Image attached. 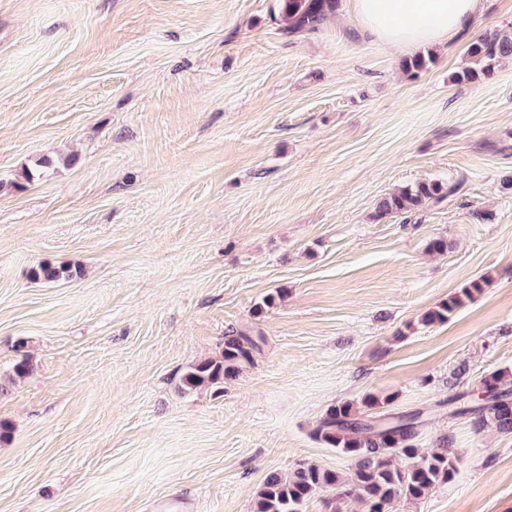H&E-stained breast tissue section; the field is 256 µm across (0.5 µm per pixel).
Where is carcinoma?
Instances as JSON below:
<instances>
[{"mask_svg": "<svg viewBox=\"0 0 512 512\" xmlns=\"http://www.w3.org/2000/svg\"><path fill=\"white\" fill-rule=\"evenodd\" d=\"M340 0H283L282 13L289 35L315 32L336 15ZM512 55V32L503 36L493 33L479 37L467 48L470 65L455 75L459 81L474 79L475 66L496 56ZM457 182L422 181L405 186L382 197L377 204L379 217L412 214L429 203H439L454 195ZM34 278L54 282L73 277L67 268L40 265L32 270ZM485 281L475 280L461 293L448 298L421 318L425 325L448 321L465 300L482 291ZM257 343L252 337L229 331L224 335L220 356L202 360L181 378V390L191 392L211 388L219 395L224 392V380L232 377L243 363L253 358ZM502 376L493 375L484 382L483 397L468 400L462 413L475 415V425L481 429L490 424L498 432L512 434V389L501 387ZM420 414L391 416L369 420L354 409L351 402L330 406L315 429L318 440L353 461L351 473H339L315 464L300 463L285 477L273 473L257 492L255 512H303L306 501L322 495L330 512H338L336 503L355 501L363 512H387L388 505L400 497L419 498L439 483L451 482L458 458L443 443L422 452L413 445ZM402 457V467L394 460Z\"/></svg>", "mask_w": 512, "mask_h": 512, "instance_id": "1", "label": "carcinoma"}]
</instances>
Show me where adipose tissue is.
I'll list each match as a JSON object with an SVG mask.
<instances>
[{"label": "adipose tissue", "mask_w": 512, "mask_h": 512, "mask_svg": "<svg viewBox=\"0 0 512 512\" xmlns=\"http://www.w3.org/2000/svg\"><path fill=\"white\" fill-rule=\"evenodd\" d=\"M360 22L393 46L444 44L469 28L482 0H354Z\"/></svg>", "instance_id": "adipose-tissue-1"}]
</instances>
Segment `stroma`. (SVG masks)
<instances>
[{
    "instance_id": "1",
    "label": "stroma",
    "mask_w": 512,
    "mask_h": 512,
    "mask_svg": "<svg viewBox=\"0 0 512 512\" xmlns=\"http://www.w3.org/2000/svg\"><path fill=\"white\" fill-rule=\"evenodd\" d=\"M284 25L281 0H0V512H254L296 463L349 473L314 435L345 401L419 414L415 447L459 459L388 512H512V436L450 404L512 387V58L454 79L512 0L417 49L353 0ZM434 179L460 190L377 218ZM232 328L252 363L223 396L181 393ZM460 187L458 182L439 180L422 181L397 189L380 199L377 204L379 217L402 216L419 211L429 203H439L454 195ZM485 283L486 282L484 280H475L471 282L468 286L462 289L461 295L456 294L451 296L448 298L447 302H444L437 308L426 312L421 318V322L425 325H430L448 321L449 315L462 306L465 303V299L471 300L474 293L481 292L482 288H484L483 284Z\"/></svg>"
}]
</instances>
